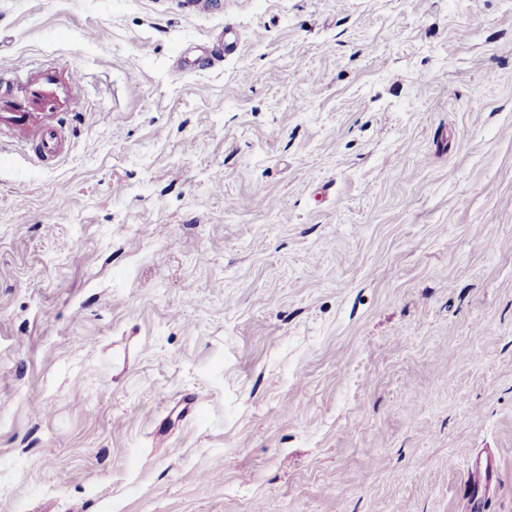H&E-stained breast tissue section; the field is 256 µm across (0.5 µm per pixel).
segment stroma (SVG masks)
<instances>
[{
	"label": "stroma",
	"instance_id": "stroma-1",
	"mask_svg": "<svg viewBox=\"0 0 512 512\" xmlns=\"http://www.w3.org/2000/svg\"><path fill=\"white\" fill-rule=\"evenodd\" d=\"M48 64L0 512H463L483 448L512 512V0H0V68Z\"/></svg>",
	"mask_w": 512,
	"mask_h": 512
}]
</instances>
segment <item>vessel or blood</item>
I'll list each match as a JSON object with an SVG mask.
<instances>
[{
    "label": "vessel or blood",
    "mask_w": 512,
    "mask_h": 512,
    "mask_svg": "<svg viewBox=\"0 0 512 512\" xmlns=\"http://www.w3.org/2000/svg\"><path fill=\"white\" fill-rule=\"evenodd\" d=\"M80 87L79 72L52 65L9 79L0 88V134L29 147L43 163L56 164L67 151ZM492 472L489 457L477 458L465 496L474 498L480 486L490 483Z\"/></svg>",
    "instance_id": "obj_1"
}]
</instances>
